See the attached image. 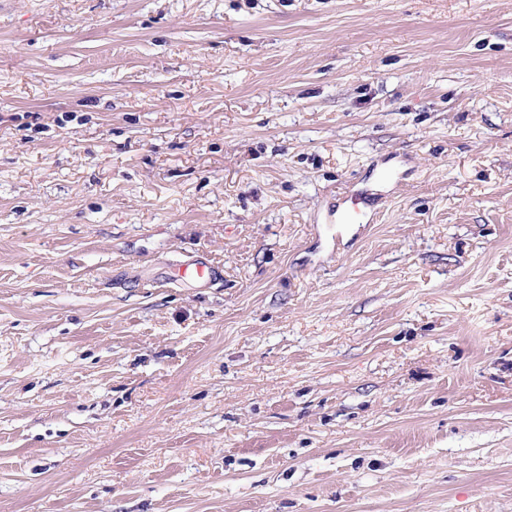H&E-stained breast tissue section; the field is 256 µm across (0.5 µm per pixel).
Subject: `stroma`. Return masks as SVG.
Segmentation results:
<instances>
[{
    "label": "stroma",
    "instance_id": "obj_1",
    "mask_svg": "<svg viewBox=\"0 0 512 512\" xmlns=\"http://www.w3.org/2000/svg\"><path fill=\"white\" fill-rule=\"evenodd\" d=\"M0 512H512V0H0Z\"/></svg>",
    "mask_w": 512,
    "mask_h": 512
}]
</instances>
